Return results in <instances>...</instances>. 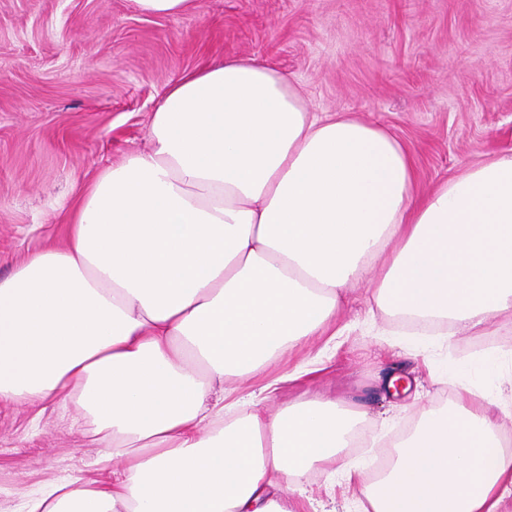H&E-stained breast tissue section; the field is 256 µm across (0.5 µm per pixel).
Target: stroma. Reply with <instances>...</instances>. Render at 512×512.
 I'll list each match as a JSON object with an SVG mask.
<instances>
[{
	"instance_id": "obj_1",
	"label": "stroma",
	"mask_w": 512,
	"mask_h": 512,
	"mask_svg": "<svg viewBox=\"0 0 512 512\" xmlns=\"http://www.w3.org/2000/svg\"><path fill=\"white\" fill-rule=\"evenodd\" d=\"M247 55L274 63L318 112H351L392 130L411 153L418 191L473 162L512 155V0H196L177 16L131 0H0V277L66 242L81 190L147 149L149 119L182 74ZM382 264L347 289L319 333L253 377H229L230 400L273 415L304 399L361 406L365 445L344 461L373 468L428 410L468 407L474 349L512 351V312L477 328L415 335L379 308ZM304 376L288 380V373ZM399 375L408 392L381 387ZM278 388L266 393L265 385ZM108 443L76 397L0 401V512H28L55 485L110 481ZM304 512H358L357 482L314 467L299 480Z\"/></svg>"
}]
</instances>
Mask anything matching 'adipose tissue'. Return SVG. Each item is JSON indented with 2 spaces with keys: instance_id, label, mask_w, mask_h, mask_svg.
<instances>
[{
  "instance_id": "obj_1",
  "label": "adipose tissue",
  "mask_w": 512,
  "mask_h": 512,
  "mask_svg": "<svg viewBox=\"0 0 512 512\" xmlns=\"http://www.w3.org/2000/svg\"><path fill=\"white\" fill-rule=\"evenodd\" d=\"M415 180L397 137L314 112L273 65L241 56L170 83L148 149L84 189L66 246L0 277V400L77 395L116 463L30 512H295V478L339 462L359 412L229 417L215 387L314 335L380 260V306L471 328L512 310V155L423 195ZM505 409L481 393L430 410L388 472L342 474L370 512H500Z\"/></svg>"
}]
</instances>
